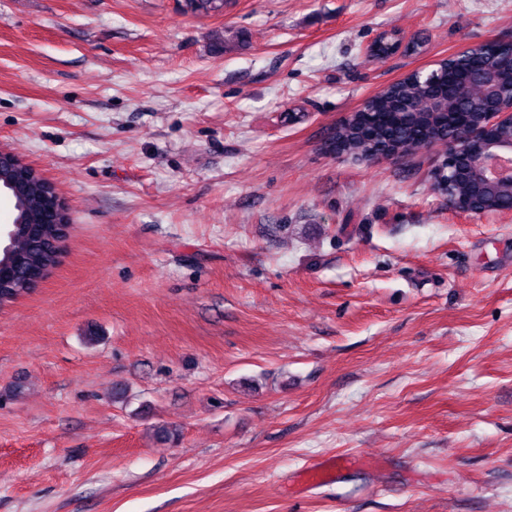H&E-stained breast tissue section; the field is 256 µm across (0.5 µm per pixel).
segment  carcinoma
<instances>
[{"label":"carcinoma","mask_w":512,"mask_h":512,"mask_svg":"<svg viewBox=\"0 0 512 512\" xmlns=\"http://www.w3.org/2000/svg\"><path fill=\"white\" fill-rule=\"evenodd\" d=\"M184 10L191 13H219L224 0H183ZM490 69L498 84L512 86V49L491 46L467 63L449 58L438 63L437 80L431 85L419 83L411 74L390 85L380 96L370 99L336 126L332 137L334 149L361 158L387 148L399 155H414L429 144L448 145L459 126L484 124L481 112L488 109L483 85L474 73ZM450 193L466 204L487 209H512V186L493 190L479 188L475 174L467 167L449 186ZM41 203L33 198L14 205L15 216L0 249V273L10 280L16 269L26 268L40 252V243L27 235L26 224L36 221Z\"/></svg>","instance_id":"obj_1"}]
</instances>
